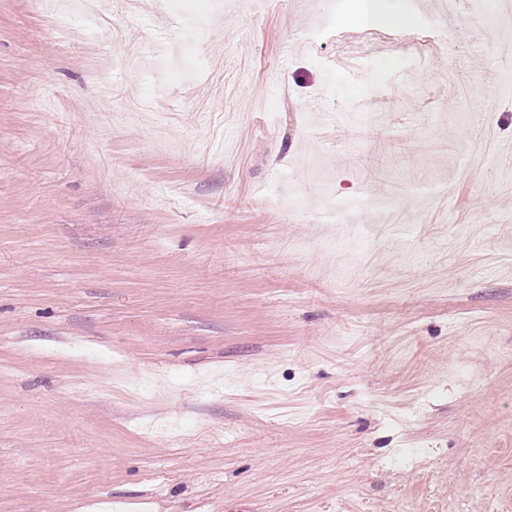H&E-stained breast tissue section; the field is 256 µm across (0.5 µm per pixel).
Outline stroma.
Wrapping results in <instances>:
<instances>
[{"instance_id": "35a3bbf8", "label": "stroma", "mask_w": 512, "mask_h": 512, "mask_svg": "<svg viewBox=\"0 0 512 512\" xmlns=\"http://www.w3.org/2000/svg\"><path fill=\"white\" fill-rule=\"evenodd\" d=\"M51 2L0 0V512H512V0H97L121 55Z\"/></svg>"}]
</instances>
